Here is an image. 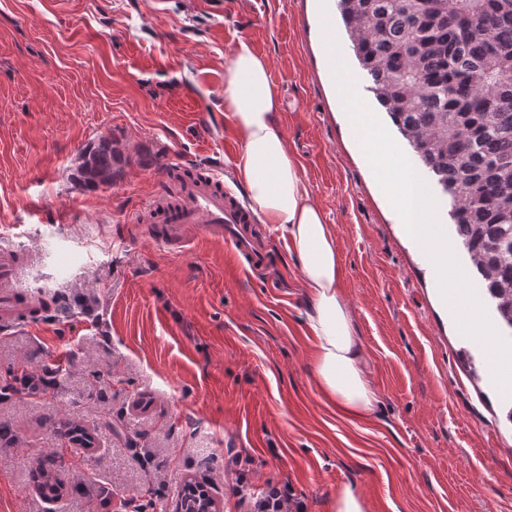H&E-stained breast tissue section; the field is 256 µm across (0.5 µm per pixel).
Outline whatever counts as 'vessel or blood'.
Wrapping results in <instances>:
<instances>
[{
	"instance_id": "b4317fda",
	"label": "vessel or blood",
	"mask_w": 512,
	"mask_h": 512,
	"mask_svg": "<svg viewBox=\"0 0 512 512\" xmlns=\"http://www.w3.org/2000/svg\"><path fill=\"white\" fill-rule=\"evenodd\" d=\"M150 221L164 227L165 238L180 250L199 237L228 240L235 257L255 269L267 261V237L254 226L249 210L224 188L220 166L207 173L183 177L176 187V200L152 199ZM25 269L17 250L0 247V330L8 332L24 323L27 298L21 292Z\"/></svg>"
}]
</instances>
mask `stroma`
Instances as JSON below:
<instances>
[{"instance_id": "stroma-1", "label": "stroma", "mask_w": 512, "mask_h": 512, "mask_svg": "<svg viewBox=\"0 0 512 512\" xmlns=\"http://www.w3.org/2000/svg\"><path fill=\"white\" fill-rule=\"evenodd\" d=\"M362 75L333 0H0V246L39 254L25 292L45 313L0 333V384L59 363L33 400L0 403V512H170L187 478L220 512H248L236 482L292 488L331 512L339 487L369 512H512V396L448 310L430 253L408 236L352 137L324 28ZM270 62L279 122L314 202L336 228L340 287L381 395L336 413L313 383L299 268L273 225L271 269L232 264L228 242L170 250L134 217L157 170L207 169L241 147L224 114V58L238 40ZM112 138L111 185L78 179ZM438 222L489 320L497 314L448 216ZM92 447L74 444L67 424ZM55 456L48 503L35 462Z\"/></svg>"}]
</instances>
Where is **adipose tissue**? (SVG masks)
<instances>
[{
  "mask_svg": "<svg viewBox=\"0 0 512 512\" xmlns=\"http://www.w3.org/2000/svg\"><path fill=\"white\" fill-rule=\"evenodd\" d=\"M224 110L242 145L230 164L252 214L280 229L306 288L305 318L315 342L314 383L351 420L379 403L358 324L340 288L336 231L312 200L278 123L280 102L267 59L239 40L224 62Z\"/></svg>",
  "mask_w": 512,
  "mask_h": 512,
  "instance_id": "ef3b65f1",
  "label": "adipose tissue"
}]
</instances>
